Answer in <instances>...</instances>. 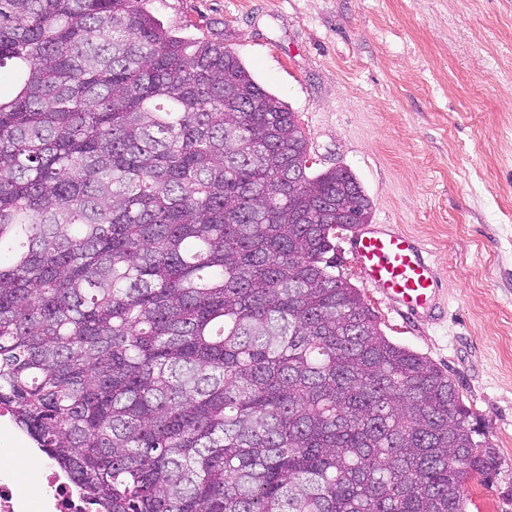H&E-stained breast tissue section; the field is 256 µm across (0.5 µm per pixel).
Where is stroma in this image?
Wrapping results in <instances>:
<instances>
[{
  "label": "stroma",
  "mask_w": 512,
  "mask_h": 512,
  "mask_svg": "<svg viewBox=\"0 0 512 512\" xmlns=\"http://www.w3.org/2000/svg\"><path fill=\"white\" fill-rule=\"evenodd\" d=\"M165 27L217 39L298 116L309 171H351L371 221L430 249L445 318L415 322L366 286L336 239L342 280L384 334L447 371L494 448L467 512H512V0H151ZM0 448L26 481L47 456Z\"/></svg>",
  "instance_id": "1"
}]
</instances>
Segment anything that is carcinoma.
Here are the masks:
<instances>
[{"label": "carcinoma", "mask_w": 512, "mask_h": 512, "mask_svg": "<svg viewBox=\"0 0 512 512\" xmlns=\"http://www.w3.org/2000/svg\"><path fill=\"white\" fill-rule=\"evenodd\" d=\"M147 0H0V409L97 512H467L495 451L336 276L296 113Z\"/></svg>", "instance_id": "carcinoma-1"}]
</instances>
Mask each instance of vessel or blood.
<instances>
[{
	"label": "vessel or blood",
	"instance_id": "vessel-or-blood-1",
	"mask_svg": "<svg viewBox=\"0 0 512 512\" xmlns=\"http://www.w3.org/2000/svg\"><path fill=\"white\" fill-rule=\"evenodd\" d=\"M350 250L366 284L408 317L436 319L443 283L422 241L392 224H362Z\"/></svg>",
	"mask_w": 512,
	"mask_h": 512
}]
</instances>
